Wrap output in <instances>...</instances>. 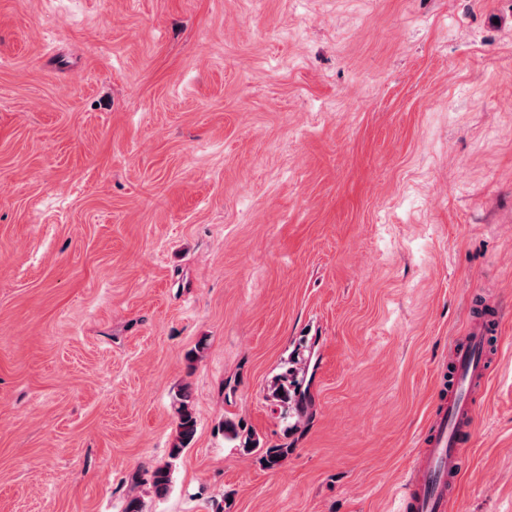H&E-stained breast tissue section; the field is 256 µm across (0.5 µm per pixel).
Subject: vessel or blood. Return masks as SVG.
I'll return each mask as SVG.
<instances>
[{
  "instance_id": "vessel-or-blood-1",
  "label": "vessel or blood",
  "mask_w": 512,
  "mask_h": 512,
  "mask_svg": "<svg viewBox=\"0 0 512 512\" xmlns=\"http://www.w3.org/2000/svg\"><path fill=\"white\" fill-rule=\"evenodd\" d=\"M493 332L487 322L470 323L465 338L455 345L451 386L430 424L427 447L414 461L417 485L404 499L405 512H446L448 508V490L461 469L459 438L471 427L488 380L485 353Z\"/></svg>"
}]
</instances>
